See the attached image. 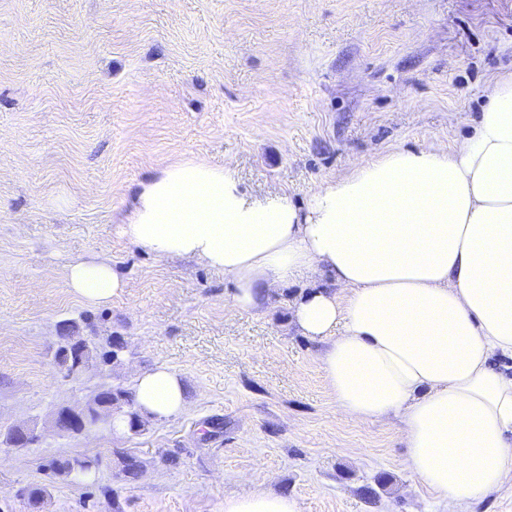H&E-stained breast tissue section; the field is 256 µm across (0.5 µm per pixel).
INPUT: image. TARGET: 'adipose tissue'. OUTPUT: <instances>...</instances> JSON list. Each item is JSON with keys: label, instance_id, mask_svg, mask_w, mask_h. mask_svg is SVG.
Here are the masks:
<instances>
[{"label": "adipose tissue", "instance_id": "obj_1", "mask_svg": "<svg viewBox=\"0 0 512 512\" xmlns=\"http://www.w3.org/2000/svg\"><path fill=\"white\" fill-rule=\"evenodd\" d=\"M473 133L450 149L395 150L321 185L305 207L257 199L231 166L170 164L132 192L122 235L157 259L203 262L233 280L229 303L262 306L304 275L334 285L291 304L322 343L318 362L337 409L403 424L409 469L451 512L512 485V73L488 89ZM65 286L111 302L124 288L107 259L68 265ZM138 411L187 406L165 367L138 375ZM224 512H302L260 488Z\"/></svg>", "mask_w": 512, "mask_h": 512}]
</instances>
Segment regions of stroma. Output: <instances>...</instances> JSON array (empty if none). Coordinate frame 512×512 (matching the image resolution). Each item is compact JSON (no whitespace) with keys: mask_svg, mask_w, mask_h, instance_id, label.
Listing matches in <instances>:
<instances>
[{"mask_svg":"<svg viewBox=\"0 0 512 512\" xmlns=\"http://www.w3.org/2000/svg\"><path fill=\"white\" fill-rule=\"evenodd\" d=\"M510 72L512 0H0V429L40 437L0 444V512H224L256 483L304 512H448L407 467L398 419L337 411L290 311L330 279L233 309L231 279L157 260L120 220L139 181L190 157L305 205L354 162L454 146ZM95 258L126 282L104 305L64 286ZM83 315L126 353L67 378L57 324ZM157 366L180 375L183 413L137 434L53 428L58 408ZM74 455L99 458L94 479L51 470Z\"/></svg>","mask_w":512,"mask_h":512,"instance_id":"obj_1","label":"stroma"}]
</instances>
